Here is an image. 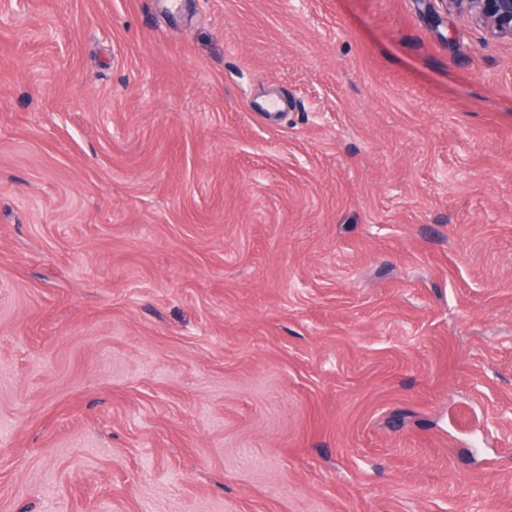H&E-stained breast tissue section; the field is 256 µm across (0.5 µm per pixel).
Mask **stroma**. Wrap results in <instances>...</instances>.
Segmentation results:
<instances>
[{"label": "stroma", "instance_id": "stroma-1", "mask_svg": "<svg viewBox=\"0 0 512 512\" xmlns=\"http://www.w3.org/2000/svg\"><path fill=\"white\" fill-rule=\"evenodd\" d=\"M0 512H512V42L0 0Z\"/></svg>", "mask_w": 512, "mask_h": 512}]
</instances>
